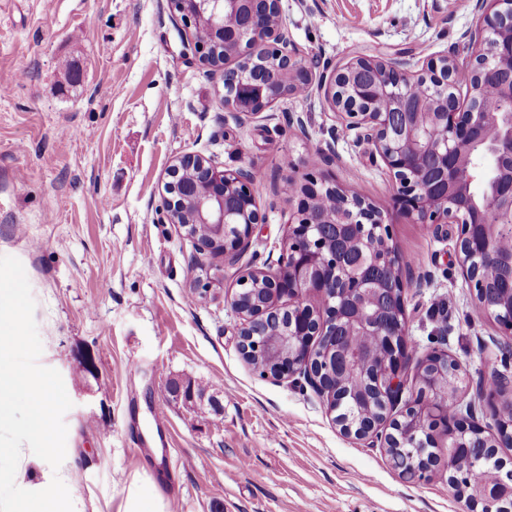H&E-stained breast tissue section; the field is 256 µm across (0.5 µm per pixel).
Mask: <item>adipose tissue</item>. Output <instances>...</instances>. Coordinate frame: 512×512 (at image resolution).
Returning <instances> with one entry per match:
<instances>
[{
	"label": "adipose tissue",
	"instance_id": "adipose-tissue-1",
	"mask_svg": "<svg viewBox=\"0 0 512 512\" xmlns=\"http://www.w3.org/2000/svg\"><path fill=\"white\" fill-rule=\"evenodd\" d=\"M23 301L22 289L0 287V424L12 420L18 402L28 406L24 445L0 448V485L13 487V505L21 512H82L74 474L59 449L48 442L59 392L47 375L22 376L11 367L17 351V314ZM36 444L41 447L37 454L32 451Z\"/></svg>",
	"mask_w": 512,
	"mask_h": 512
}]
</instances>
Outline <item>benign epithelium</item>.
<instances>
[{"label": "benign epithelium", "mask_w": 512, "mask_h": 512, "mask_svg": "<svg viewBox=\"0 0 512 512\" xmlns=\"http://www.w3.org/2000/svg\"><path fill=\"white\" fill-rule=\"evenodd\" d=\"M172 17L196 40L205 27L213 48L237 44L241 57L257 43L288 69L303 89L310 77L305 59L281 17V0H169ZM480 24L469 33L476 44L469 70L470 97L456 96L458 63L445 57L427 72L411 60L357 56L338 63L317 89L355 141L371 146L392 177L399 212L430 224L437 236L448 225L460 232L457 253L479 304L512 333V290L487 294L482 266L498 259L500 225L512 223V0H476ZM276 76L255 70L251 84L264 107L281 99ZM253 172L228 171L211 159L184 154L173 160L163 186L165 218L179 225L198 254L237 256L264 217L251 192ZM295 220L289 222L278 267L256 269L238 280L227 304L240 319L239 348L264 335L273 321L288 317V335L263 348L255 368L286 379L303 376L322 397L340 431L379 442L392 464L412 462L419 478L434 465L421 436L425 422L453 415L449 436L477 443L493 463L491 478L465 479L456 456L448 458V483L466 496L468 512H512V467L498 448L512 446V421L495 410L496 432L486 434L475 406L448 391L458 363L445 353L425 357L407 383L403 260L389 244L388 215L335 182L310 180L299 189ZM336 196V219L314 217V201ZM263 286L266 306L245 299ZM404 409L393 415L399 403Z\"/></svg>", "instance_id": "benign-epithelium-1"}]
</instances>
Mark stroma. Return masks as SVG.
Returning <instances> with one entry per match:
<instances>
[{"mask_svg":"<svg viewBox=\"0 0 512 512\" xmlns=\"http://www.w3.org/2000/svg\"><path fill=\"white\" fill-rule=\"evenodd\" d=\"M281 9L312 80L358 55L411 57L421 69L445 55L460 65L457 96L468 95L475 0H281ZM1 85L0 276L26 290L19 361L57 384L51 438L69 451L86 512H118L147 476L184 512H467L444 468L406 479L381 446L342 435L302 377L261 375L239 350L227 298L242 275L278 264L298 206L284 183L322 175L377 205L391 193L384 164L337 128L320 92L239 118L167 0H0ZM187 153L255 167L265 218L243 252L218 261L202 301L192 295L194 242L163 221L165 171ZM390 233L412 262L406 376L447 352L466 376L458 397L484 404L479 418L494 430L492 409L512 402V387L493 396L487 383L500 370L512 377V338L465 281L457 225L438 237L398 216ZM172 380L221 388V409L172 399ZM156 405L171 444L137 456L132 441Z\"/></svg>","mask_w":512,"mask_h":512,"instance_id":"1","label":"stroma"}]
</instances>
